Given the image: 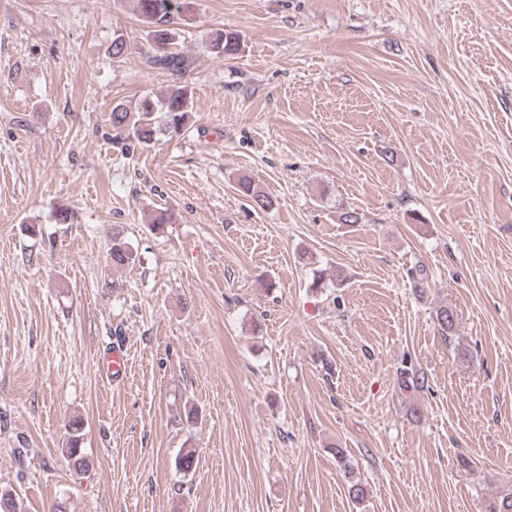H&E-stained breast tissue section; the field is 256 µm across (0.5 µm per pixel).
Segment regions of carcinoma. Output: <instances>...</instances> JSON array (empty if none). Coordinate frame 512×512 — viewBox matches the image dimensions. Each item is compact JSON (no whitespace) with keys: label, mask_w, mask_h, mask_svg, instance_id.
<instances>
[{"label":"carcinoma","mask_w":512,"mask_h":512,"mask_svg":"<svg viewBox=\"0 0 512 512\" xmlns=\"http://www.w3.org/2000/svg\"><path fill=\"white\" fill-rule=\"evenodd\" d=\"M136 7L148 27V34L157 48V53L150 58V63L174 74L184 69L185 58L180 53L169 50L173 36L166 28L168 17L174 7V0H135ZM208 51L217 58L235 54L239 49L237 36L232 32H217L207 42ZM193 106V92L186 85H177L164 95L146 92L138 103L129 106L119 103L112 108L110 123L115 137L149 146L160 142L165 137H172L182 132L187 125L188 116ZM239 187L250 196L262 209L273 205L270 197L262 194L252 186L249 180L239 182ZM112 264L116 267L129 266L136 260V254L122 236V231L113 232ZM435 318L441 334L448 336L455 331L454 312L446 306L435 311ZM67 457L73 468L83 471L89 467V461L78 447V439L73 437L66 448Z\"/></svg>","instance_id":"carcinoma-1"}]
</instances>
